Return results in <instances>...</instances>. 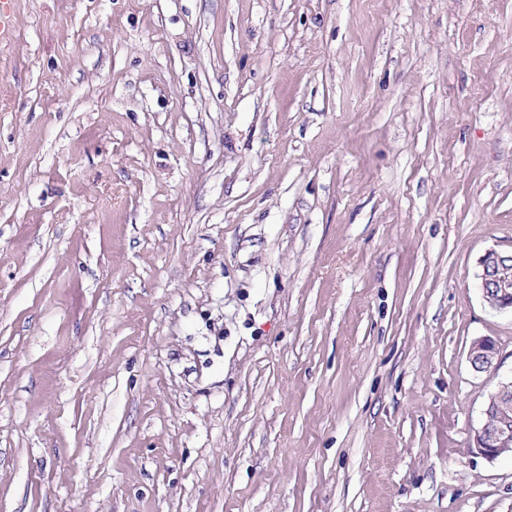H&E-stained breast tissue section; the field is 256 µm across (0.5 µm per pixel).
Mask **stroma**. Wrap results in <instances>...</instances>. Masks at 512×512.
Here are the masks:
<instances>
[{
    "label": "stroma",
    "instance_id": "stroma-1",
    "mask_svg": "<svg viewBox=\"0 0 512 512\" xmlns=\"http://www.w3.org/2000/svg\"><path fill=\"white\" fill-rule=\"evenodd\" d=\"M492 248L512 0H13L0 512H512ZM468 360L475 372H495L499 368L498 350L490 338L475 340L469 349ZM494 396L496 403L491 401L486 405L481 422L473 435V449L490 460L512 454V446L503 447L502 439L504 431L509 428L510 418L499 407V404L512 399V380L501 382Z\"/></svg>",
    "mask_w": 512,
    "mask_h": 512
}]
</instances>
